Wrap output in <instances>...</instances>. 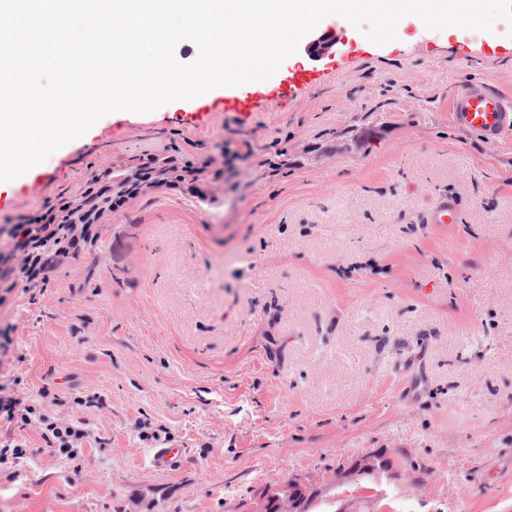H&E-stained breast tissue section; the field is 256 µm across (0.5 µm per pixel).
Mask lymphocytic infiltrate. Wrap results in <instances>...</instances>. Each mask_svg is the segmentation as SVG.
Segmentation results:
<instances>
[{
  "label": "lymphocytic infiltrate",
  "instance_id": "f902f5d3",
  "mask_svg": "<svg viewBox=\"0 0 512 512\" xmlns=\"http://www.w3.org/2000/svg\"><path fill=\"white\" fill-rule=\"evenodd\" d=\"M223 176V166L215 167L208 161L197 165L169 152H146L124 174L116 176L111 170H104L71 200L45 204L41 214L1 227L0 233L8 236L12 246L0 250V304L18 288L27 293L45 291L64 261L96 242V224L129 200L163 187L180 188L204 200L208 194L202 190V183H216ZM2 419L25 425L39 423L44 436L53 438L60 450L69 455L85 437L80 426L58 425L47 415L37 414L34 408H19L17 400L10 396L0 395Z\"/></svg>",
  "mask_w": 512,
  "mask_h": 512
}]
</instances>
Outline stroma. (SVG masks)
<instances>
[{"label": "stroma", "instance_id": "obj_1", "mask_svg": "<svg viewBox=\"0 0 512 512\" xmlns=\"http://www.w3.org/2000/svg\"><path fill=\"white\" fill-rule=\"evenodd\" d=\"M483 39L413 19L355 56L354 28L287 106L196 125L177 101L113 112L44 161L52 180L0 225L147 151L252 149L210 200L138 197L46 292L0 305V384L88 432L69 457L0 424L24 453L0 466V512H255L291 482L309 512H512V131L490 148L448 111L466 84L512 95V57ZM444 196L458 223H430ZM172 444L180 468L151 469Z\"/></svg>", "mask_w": 512, "mask_h": 512}]
</instances>
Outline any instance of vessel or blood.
<instances>
[{"instance_id":"vessel-or-blood-1","label":"vessel or blood","mask_w":512,"mask_h":512,"mask_svg":"<svg viewBox=\"0 0 512 512\" xmlns=\"http://www.w3.org/2000/svg\"><path fill=\"white\" fill-rule=\"evenodd\" d=\"M316 80L312 71L296 68L279 81L258 82L245 92L236 87H224L208 98L192 99L181 118L190 123L199 118L202 111L218 109L245 119L272 102L298 97ZM450 110L455 125L490 147L498 145L503 132L512 130V98L495 89L478 84L460 87L451 99ZM183 457L182 448L173 445L155 450L151 464L156 470L169 471L181 464Z\"/></svg>"}]
</instances>
